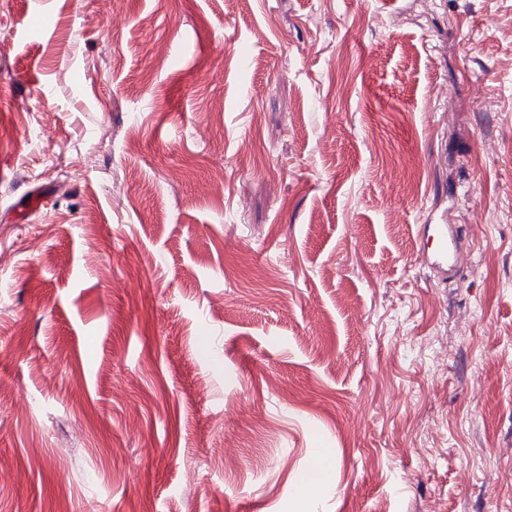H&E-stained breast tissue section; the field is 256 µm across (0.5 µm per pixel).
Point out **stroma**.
<instances>
[{
    "label": "stroma",
    "mask_w": 512,
    "mask_h": 512,
    "mask_svg": "<svg viewBox=\"0 0 512 512\" xmlns=\"http://www.w3.org/2000/svg\"><path fill=\"white\" fill-rule=\"evenodd\" d=\"M0 85V512H512V0H0ZM428 232H431L430 236L434 244L430 265L436 271L437 278L447 282L448 278L458 275L464 264L465 254L461 246L462 229L451 226L448 236V224H434V227H428Z\"/></svg>",
    "instance_id": "stroma-1"
}]
</instances>
